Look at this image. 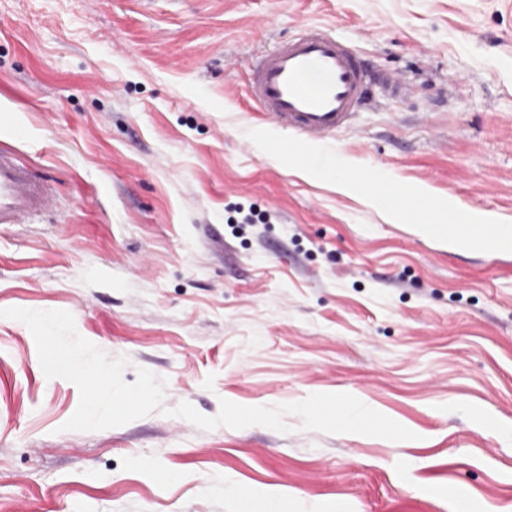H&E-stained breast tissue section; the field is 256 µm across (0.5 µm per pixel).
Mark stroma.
<instances>
[{"instance_id": "1", "label": "stroma", "mask_w": 512, "mask_h": 512, "mask_svg": "<svg viewBox=\"0 0 512 512\" xmlns=\"http://www.w3.org/2000/svg\"><path fill=\"white\" fill-rule=\"evenodd\" d=\"M306 24L373 75L322 146L346 193L246 96ZM0 110V145L55 193L0 224V310L70 312L126 382L166 378L169 408L348 393L415 434L158 411L67 431L77 387L0 317V512H240L218 478L281 512H512V249L449 246L417 230L424 204L395 223L375 201L419 186L449 220L512 225V0H0ZM306 173L312 176H325L336 182L339 191H348L352 188L349 178L342 175V164L336 161V164L321 153H314L307 165Z\"/></svg>"}]
</instances>
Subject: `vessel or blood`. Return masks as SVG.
I'll return each mask as SVG.
<instances>
[{
    "label": "vessel or blood",
    "mask_w": 512,
    "mask_h": 512,
    "mask_svg": "<svg viewBox=\"0 0 512 512\" xmlns=\"http://www.w3.org/2000/svg\"><path fill=\"white\" fill-rule=\"evenodd\" d=\"M369 72L332 27L309 26L271 48L253 72L249 99L264 122L305 143H325L351 129L367 100ZM43 179L0 148V224H19L49 209Z\"/></svg>",
    "instance_id": "vessel-or-blood-1"
}]
</instances>
